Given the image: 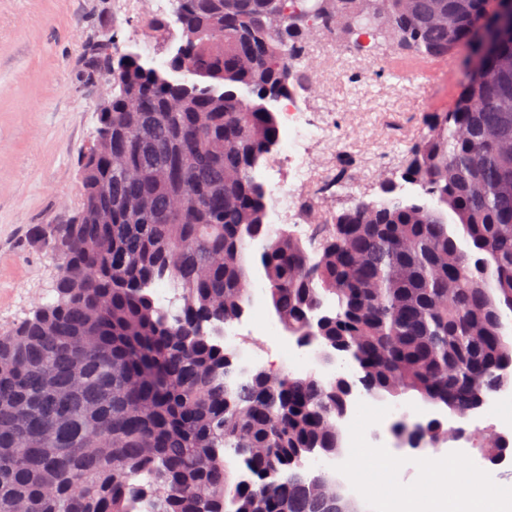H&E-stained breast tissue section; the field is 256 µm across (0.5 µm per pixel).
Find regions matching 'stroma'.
Segmentation results:
<instances>
[{
  "label": "stroma",
  "mask_w": 512,
  "mask_h": 512,
  "mask_svg": "<svg viewBox=\"0 0 512 512\" xmlns=\"http://www.w3.org/2000/svg\"><path fill=\"white\" fill-rule=\"evenodd\" d=\"M153 0H0V333L50 301L57 274L49 248L33 243L35 224H64L82 205L78 159L98 125L85 61L108 38L117 48L163 61L168 52L150 32L162 18ZM332 57L321 59L322 91L298 104L324 120L336 137L327 150L307 144L318 181L298 192L301 219L339 212L355 198L374 200L372 176L397 168L435 112L448 111L464 77V51L419 70L415 57L381 49L368 63L334 32H323ZM380 71L364 83L361 66ZM426 449H393L390 457L352 466L349 480L373 475L420 489Z\"/></svg>",
  "instance_id": "35a3bbf8"
}]
</instances>
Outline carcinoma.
I'll use <instances>...</instances> for the list:
<instances>
[{"instance_id":"obj_1","label":"carcinoma","mask_w":512,"mask_h":512,"mask_svg":"<svg viewBox=\"0 0 512 512\" xmlns=\"http://www.w3.org/2000/svg\"><path fill=\"white\" fill-rule=\"evenodd\" d=\"M179 47L159 65L90 51L120 78L99 113L112 144L80 160L82 207L30 236L56 259L55 297L0 335V512H354L340 485L302 472L342 448L337 374L259 367L229 381L217 329L262 284L298 340L336 348L372 397L413 394L468 416L512 380V29L474 30L508 0H170ZM354 50L383 40L423 58H474L452 108L414 142L401 179L380 169L378 200L315 217L308 241L268 222L257 171L281 142L276 105L315 92L306 49L323 31ZM247 88L252 97L239 93ZM197 156L185 154L188 135ZM126 153L129 171L109 166ZM189 166L203 208L167 220ZM98 203L104 218L92 219ZM179 291L170 311L159 284ZM412 448L449 441L440 420H401ZM488 461L506 450L478 441ZM250 477L234 476L225 452Z\"/></svg>"}]
</instances>
